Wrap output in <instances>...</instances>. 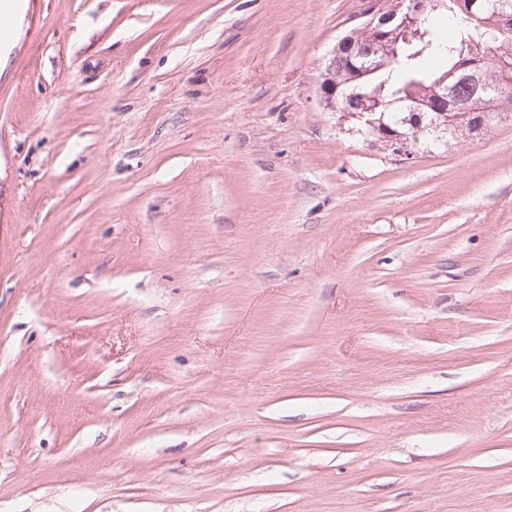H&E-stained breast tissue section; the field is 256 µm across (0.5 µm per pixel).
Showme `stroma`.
Wrapping results in <instances>:
<instances>
[{"label": "stroma", "instance_id": "stroma-1", "mask_svg": "<svg viewBox=\"0 0 512 512\" xmlns=\"http://www.w3.org/2000/svg\"><path fill=\"white\" fill-rule=\"evenodd\" d=\"M367 0H21L0 512H512V118L395 161ZM380 104L371 98L364 97L362 99L352 100V105L347 106L345 113L348 114L349 118L356 121L357 132L365 137L368 141L373 134L379 130V126L382 125V131L385 130L384 123L381 117H378V113L382 112L381 108L379 112H376Z\"/></svg>", "mask_w": 512, "mask_h": 512}]
</instances>
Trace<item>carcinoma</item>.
I'll return each mask as SVG.
<instances>
[{
	"label": "carcinoma",
	"mask_w": 512,
	"mask_h": 512,
	"mask_svg": "<svg viewBox=\"0 0 512 512\" xmlns=\"http://www.w3.org/2000/svg\"><path fill=\"white\" fill-rule=\"evenodd\" d=\"M503 3L512 9V0H478L481 23L495 26ZM384 34L395 44L396 55L391 65L361 77L362 59L358 55L373 46L377 32L355 33L352 59L345 60L333 78L338 106H345L352 96L362 95H372L384 103L412 94L431 98L441 92L438 80L459 65L487 62L496 56L512 58V32L493 46H486L478 35L477 25L466 20L460 0H444L437 9H428L418 32L396 31L391 24L384 28ZM451 97L471 114L470 120L453 126L454 132L476 133L471 121L493 108L506 106L512 112V96L504 101L496 90L477 92L470 83L461 80L452 84Z\"/></svg>",
	"instance_id": "cac0c4a2"
}]
</instances>
